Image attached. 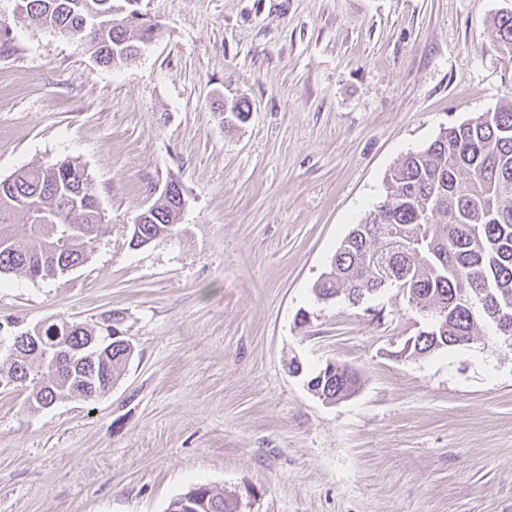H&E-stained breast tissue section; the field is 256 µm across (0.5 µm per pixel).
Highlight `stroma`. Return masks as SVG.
Wrapping results in <instances>:
<instances>
[{
  "label": "stroma",
  "instance_id": "1",
  "mask_svg": "<svg viewBox=\"0 0 512 512\" xmlns=\"http://www.w3.org/2000/svg\"><path fill=\"white\" fill-rule=\"evenodd\" d=\"M15 5L0 178L77 160L106 223L82 266L0 278V321L115 314L135 352L91 401L0 392V512H165L201 483L239 512H512V343L410 355L430 318L402 289L313 292L406 153L512 100V0H141L160 32L116 68ZM172 180L176 232L132 248ZM329 362L360 375L333 403L307 387ZM495 30L494 46L512 59V11H503L493 19Z\"/></svg>",
  "mask_w": 512,
  "mask_h": 512
}]
</instances>
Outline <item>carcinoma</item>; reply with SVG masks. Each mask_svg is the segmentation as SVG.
I'll return each instance as SVG.
<instances>
[{
  "label": "carcinoma",
  "mask_w": 512,
  "mask_h": 512,
  "mask_svg": "<svg viewBox=\"0 0 512 512\" xmlns=\"http://www.w3.org/2000/svg\"><path fill=\"white\" fill-rule=\"evenodd\" d=\"M28 24L51 28L82 42L95 61L113 67L153 42L158 24L137 9L139 0H18ZM494 46L512 57V11L493 19ZM243 101L222 113L226 124L243 122ZM175 199L159 196L140 214L138 243L163 240L176 230ZM20 216L24 224H15ZM105 213L85 167L61 159L0 179V275L51 279L80 266L91 247L47 255L38 250L37 224L83 230L98 237ZM407 285L415 307L434 322L415 336L411 353L424 355L473 339L478 324L494 327L512 315V103L452 126L425 149L402 158L386 179L385 200L342 241L330 269L314 285L320 300L345 296L353 303L389 287ZM112 315L95 325L67 319L40 323L39 351L7 352V371L28 390L38 410L85 386L100 391L116 382L129 361ZM110 336L112 354L102 368L81 361L56 365L44 359L61 349L77 351L91 336ZM359 374L328 363L308 384L334 402L358 387ZM181 512H238L237 501L207 484L189 488Z\"/></svg>",
  "instance_id": "cac0c4a2"
}]
</instances>
